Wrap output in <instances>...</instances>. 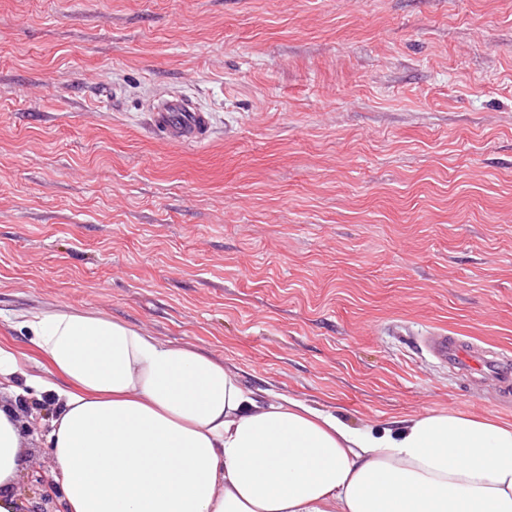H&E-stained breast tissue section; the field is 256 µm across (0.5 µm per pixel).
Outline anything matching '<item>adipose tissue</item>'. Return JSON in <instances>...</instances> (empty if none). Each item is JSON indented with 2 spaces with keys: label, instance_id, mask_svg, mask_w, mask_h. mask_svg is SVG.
Listing matches in <instances>:
<instances>
[{
  "label": "adipose tissue",
  "instance_id": "obj_1",
  "mask_svg": "<svg viewBox=\"0 0 512 512\" xmlns=\"http://www.w3.org/2000/svg\"><path fill=\"white\" fill-rule=\"evenodd\" d=\"M53 379L47 446L66 512H512V423L434 413L379 430L283 397L125 323L22 317ZM25 423L0 402V512H15Z\"/></svg>",
  "mask_w": 512,
  "mask_h": 512
}]
</instances>
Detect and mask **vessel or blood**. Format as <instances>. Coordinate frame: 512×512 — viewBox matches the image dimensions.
Segmentation results:
<instances>
[{"label":"vessel or blood","mask_w":512,"mask_h":512,"mask_svg":"<svg viewBox=\"0 0 512 512\" xmlns=\"http://www.w3.org/2000/svg\"><path fill=\"white\" fill-rule=\"evenodd\" d=\"M154 126L172 141L198 144L204 141L210 127V112L183 97L160 101L153 109ZM425 347L439 363L461 373L480 372L502 384L512 383V358L489 353L474 343H462L458 337L438 332L426 337Z\"/></svg>","instance_id":"b4317fda"}]
</instances>
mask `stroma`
<instances>
[{"mask_svg":"<svg viewBox=\"0 0 512 512\" xmlns=\"http://www.w3.org/2000/svg\"><path fill=\"white\" fill-rule=\"evenodd\" d=\"M183 96L204 143L154 131ZM68 306L363 429L512 393V0H0V344ZM30 465L52 471L49 401ZM425 348L441 364L462 374L482 372L508 385L512 382V361L500 353H487L475 343H462L457 336L438 332L425 338Z\"/></svg>","mask_w":512,"mask_h":512,"instance_id":"stroma-1","label":"stroma"}]
</instances>
